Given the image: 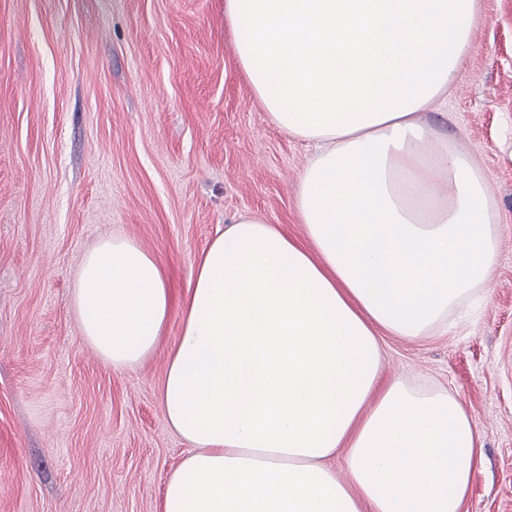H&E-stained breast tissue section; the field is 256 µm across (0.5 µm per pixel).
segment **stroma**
<instances>
[{"instance_id":"1","label":"stroma","mask_w":512,"mask_h":512,"mask_svg":"<svg viewBox=\"0 0 512 512\" xmlns=\"http://www.w3.org/2000/svg\"><path fill=\"white\" fill-rule=\"evenodd\" d=\"M482 21L425 113L479 164L501 243L481 302L448 333L382 339L383 374L445 388L484 463L462 512H512V0ZM310 156L240 71L224 0H0V512H163L188 452L159 398L196 263L252 212L304 236ZM161 262L172 312L155 353L115 369L70 302L100 238Z\"/></svg>"}]
</instances>
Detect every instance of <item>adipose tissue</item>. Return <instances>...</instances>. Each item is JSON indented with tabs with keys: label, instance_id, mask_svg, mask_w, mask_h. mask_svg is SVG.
<instances>
[{
	"label": "adipose tissue",
	"instance_id": "1",
	"mask_svg": "<svg viewBox=\"0 0 512 512\" xmlns=\"http://www.w3.org/2000/svg\"><path fill=\"white\" fill-rule=\"evenodd\" d=\"M271 122L312 144L297 241L244 214L197 262L160 386L189 447L164 512H457L483 463L465 405L382 375V335L420 338L492 275L486 180L422 118L473 46L478 0H224ZM113 368L157 348L156 258L106 237L71 297ZM344 451L349 479L324 464Z\"/></svg>",
	"mask_w": 512,
	"mask_h": 512
}]
</instances>
